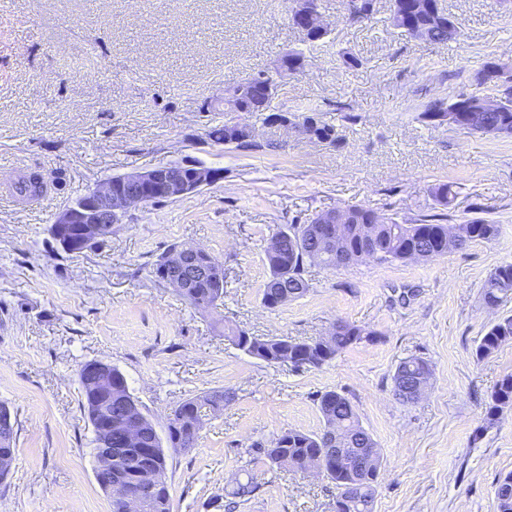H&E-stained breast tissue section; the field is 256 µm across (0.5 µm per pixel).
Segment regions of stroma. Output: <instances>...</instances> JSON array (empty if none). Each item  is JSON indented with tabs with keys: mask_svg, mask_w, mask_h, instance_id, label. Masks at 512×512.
<instances>
[{
	"mask_svg": "<svg viewBox=\"0 0 512 512\" xmlns=\"http://www.w3.org/2000/svg\"><path fill=\"white\" fill-rule=\"evenodd\" d=\"M461 36L438 47L401 36L391 0L346 25L344 0H321L331 24L310 45L288 20V0H0V402L16 416L17 453L0 481V512H111L95 478L93 427L82 407L81 364L118 368L158 431L185 398L233 393L188 453L166 449L172 512H224L231 479L260 489L236 512H335L325 477L271 466L252 454L289 429L319 431L318 397L345 395L384 454L373 512H497L512 473V407L488 422L495 384L512 373V342L477 358L489 326L512 314L481 297L512 262V136L471 135L429 122L427 104L471 91L491 58L512 60L504 0H442ZM298 50L310 67L279 79L275 106L317 112L343 137L316 144L248 120L259 152L211 145L229 118L224 91L274 74ZM361 60L345 68L343 57ZM200 161L220 182L136 210L99 246L57 249L53 216L97 182L145 168ZM48 182L26 200L15 183ZM451 185V209L434 189ZM360 204L416 220L441 212L459 224L495 222L492 241L441 258L309 266L311 288L263 306L265 248L281 228L319 211ZM204 248L224 266V303L201 312L156 281L167 245ZM347 321L373 334L321 368L295 373L226 342L223 324L256 336L307 340ZM432 377L413 403L393 392L405 358Z\"/></svg>",
	"mask_w": 512,
	"mask_h": 512,
	"instance_id": "1",
	"label": "stroma"
}]
</instances>
